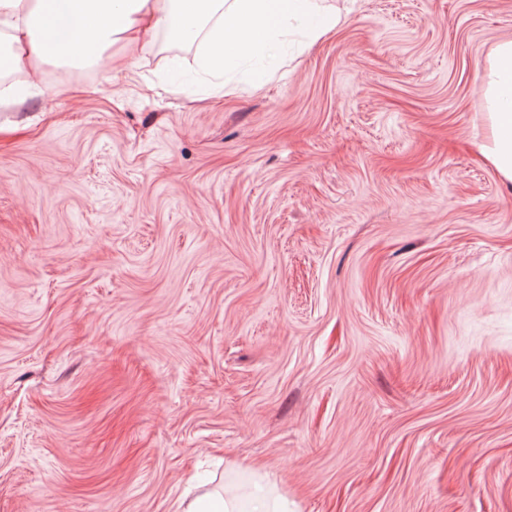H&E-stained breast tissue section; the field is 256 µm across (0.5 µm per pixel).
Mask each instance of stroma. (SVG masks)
<instances>
[{
	"label": "stroma",
	"instance_id": "35a3bbf8",
	"mask_svg": "<svg viewBox=\"0 0 512 512\" xmlns=\"http://www.w3.org/2000/svg\"><path fill=\"white\" fill-rule=\"evenodd\" d=\"M271 75L200 42L0 105V512H512V0H328ZM482 88L488 103L490 137L478 146L499 177L512 183V40L496 44L482 70ZM179 507L184 510L180 512H289L288 499L281 494L271 496L264 488H258L250 500L243 505L235 496H221L206 493L199 496L184 507L181 502Z\"/></svg>",
	"mask_w": 512,
	"mask_h": 512
}]
</instances>
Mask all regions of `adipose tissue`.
<instances>
[{"mask_svg": "<svg viewBox=\"0 0 512 512\" xmlns=\"http://www.w3.org/2000/svg\"><path fill=\"white\" fill-rule=\"evenodd\" d=\"M300 20L308 44L336 29L341 18L321 0H0V76L25 71L32 60L96 65L117 43L150 40L166 30L201 38L200 65L222 73L242 61L274 68L271 50ZM490 137L480 154L512 183V40L496 44L482 70ZM183 512H289L288 500L258 490L247 502L207 493Z\"/></svg>", "mask_w": 512, "mask_h": 512, "instance_id": "adipose-tissue-1", "label": "adipose tissue"}]
</instances>
